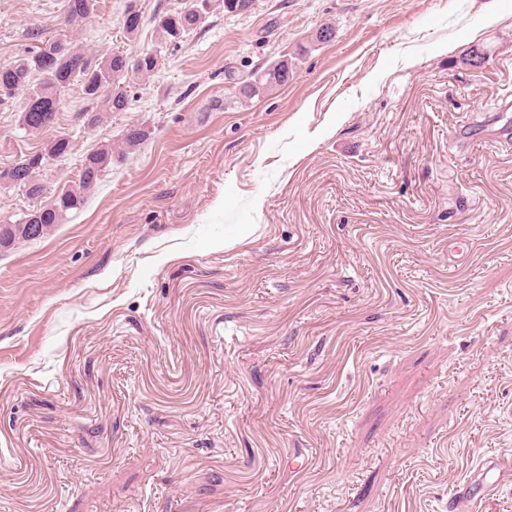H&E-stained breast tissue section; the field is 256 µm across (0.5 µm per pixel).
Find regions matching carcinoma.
I'll use <instances>...</instances> for the list:
<instances>
[{"label":"carcinoma","instance_id":"cac0c4a2","mask_svg":"<svg viewBox=\"0 0 512 512\" xmlns=\"http://www.w3.org/2000/svg\"><path fill=\"white\" fill-rule=\"evenodd\" d=\"M253 5L254 0H190L184 8L158 18V43L168 44L182 39L196 29L210 12L221 7L226 12H247ZM64 8L67 21L79 24L94 13L96 0H65ZM29 40L30 47L22 58L0 68V102L12 98L16 91L25 89V100L33 104L29 113L20 115L25 130L38 133L53 127L57 112L63 107L65 91L75 77L82 80L83 93L99 104V110L85 113L87 125H95L104 112L126 111L130 97V83L126 80L127 56L117 52L93 64L70 43L61 39H45L39 29L30 31ZM139 57L141 75H149L161 65L162 56L158 50L143 52ZM34 72L49 75L48 81L29 86L30 75ZM292 75L293 64L278 62L239 82L237 98L247 102L263 96L287 84ZM70 150L68 135L54 136L44 147V152L32 155L14 167L10 185L24 191L31 199L40 197L43 185L38 179V172L43 167V160L65 157ZM111 162L112 152L107 149L88 155L82 164L78 183L62 188L53 205L34 208L19 224H0V249H12L29 242L28 229L31 224L39 227V237L48 235L68 211L84 203L86 191L98 183Z\"/></svg>","mask_w":512,"mask_h":512}]
</instances>
